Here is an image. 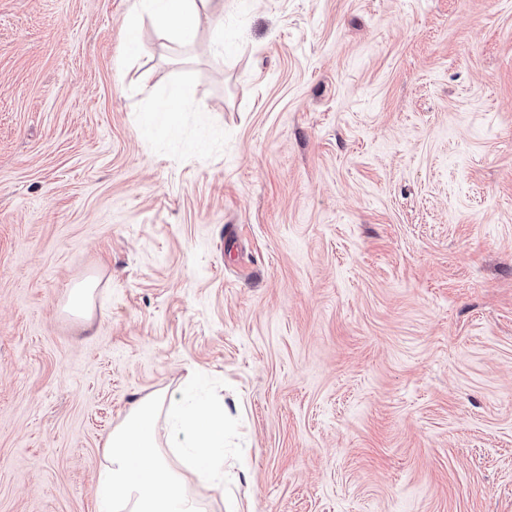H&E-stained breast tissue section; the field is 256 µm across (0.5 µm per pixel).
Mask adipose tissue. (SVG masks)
<instances>
[{
  "label": "adipose tissue",
  "mask_w": 512,
  "mask_h": 512,
  "mask_svg": "<svg viewBox=\"0 0 512 512\" xmlns=\"http://www.w3.org/2000/svg\"><path fill=\"white\" fill-rule=\"evenodd\" d=\"M141 13L155 18L170 42L190 41L198 18L223 17L224 0H138ZM166 419L176 441L170 460L158 437V419ZM224 404L187 406L151 393L112 429L103 446V480L112 512H205L187 489L186 474L206 470L215 490L224 488Z\"/></svg>",
  "instance_id": "obj_1"
}]
</instances>
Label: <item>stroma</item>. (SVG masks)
Listing matches in <instances>:
<instances>
[{
  "label": "stroma",
  "instance_id": "35a3bbf8",
  "mask_svg": "<svg viewBox=\"0 0 512 512\" xmlns=\"http://www.w3.org/2000/svg\"><path fill=\"white\" fill-rule=\"evenodd\" d=\"M136 4L0 0V512L190 369L209 512H512V0ZM140 11L133 15L134 22L147 14L161 25L162 33L170 42L181 45L190 41L196 31L201 11L209 12L220 20L224 18V0H138Z\"/></svg>",
  "mask_w": 512,
  "mask_h": 512
}]
</instances>
